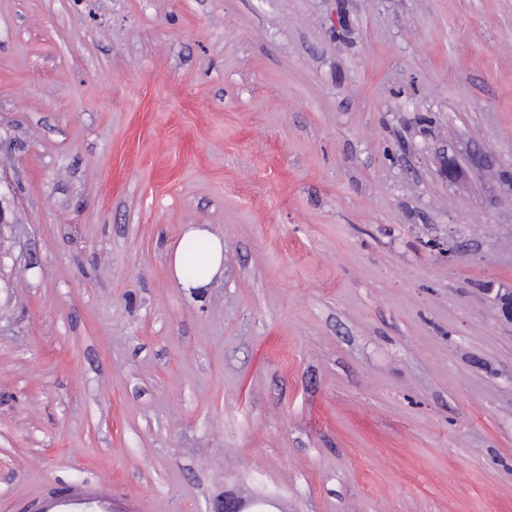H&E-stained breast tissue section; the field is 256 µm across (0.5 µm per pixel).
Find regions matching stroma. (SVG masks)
Segmentation results:
<instances>
[{
    "mask_svg": "<svg viewBox=\"0 0 512 512\" xmlns=\"http://www.w3.org/2000/svg\"><path fill=\"white\" fill-rule=\"evenodd\" d=\"M0 194V512H512V0H0ZM192 244L194 248L189 250ZM198 266L202 273L193 279H188L197 273ZM170 272L179 288L187 292H199L208 288L212 281L223 272L224 240L201 226H189L172 248L169 260Z\"/></svg>",
    "mask_w": 512,
    "mask_h": 512,
    "instance_id": "1",
    "label": "stroma"
}]
</instances>
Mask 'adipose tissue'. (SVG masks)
Returning <instances> with one entry per match:
<instances>
[{
	"label": "adipose tissue",
	"instance_id": "1",
	"mask_svg": "<svg viewBox=\"0 0 512 512\" xmlns=\"http://www.w3.org/2000/svg\"><path fill=\"white\" fill-rule=\"evenodd\" d=\"M200 267L196 278H188L189 267ZM170 272L180 288L198 292L221 275L224 268V240L201 226L188 227L173 247Z\"/></svg>",
	"mask_w": 512,
	"mask_h": 512
}]
</instances>
